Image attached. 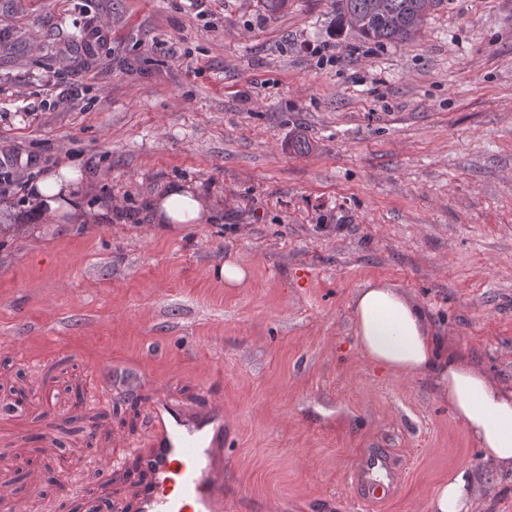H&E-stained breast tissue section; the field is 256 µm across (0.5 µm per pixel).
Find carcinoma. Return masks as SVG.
Instances as JSON below:
<instances>
[{
  "instance_id": "1",
  "label": "carcinoma",
  "mask_w": 512,
  "mask_h": 512,
  "mask_svg": "<svg viewBox=\"0 0 512 512\" xmlns=\"http://www.w3.org/2000/svg\"><path fill=\"white\" fill-rule=\"evenodd\" d=\"M442 0H334L336 21L375 43H408Z\"/></svg>"
}]
</instances>
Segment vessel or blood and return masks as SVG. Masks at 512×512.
I'll return each mask as SVG.
<instances>
[{
    "instance_id": "obj_1",
    "label": "vessel or blood",
    "mask_w": 512,
    "mask_h": 512,
    "mask_svg": "<svg viewBox=\"0 0 512 512\" xmlns=\"http://www.w3.org/2000/svg\"><path fill=\"white\" fill-rule=\"evenodd\" d=\"M149 414L150 446L138 455L146 478L138 485L130 512H224L222 405L187 411L159 398L150 404ZM385 466L384 457L375 453L360 459L358 478L372 498L386 494L372 478Z\"/></svg>"
}]
</instances>
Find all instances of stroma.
I'll list each match as a JSON object with an SVG mask.
<instances>
[{
  "instance_id": "35a3bbf8",
  "label": "stroma",
  "mask_w": 512,
  "mask_h": 512,
  "mask_svg": "<svg viewBox=\"0 0 512 512\" xmlns=\"http://www.w3.org/2000/svg\"><path fill=\"white\" fill-rule=\"evenodd\" d=\"M112 32L90 65L65 52ZM70 100L60 107V97ZM306 151H298V142ZM78 162L103 224H35L0 189V491L19 512H124L148 404L224 408V512H424L450 472L475 512L512 477L431 386L358 352L375 281L512 384V0H442L408 44L336 29L332 0H0V158ZM209 224L146 222L161 186ZM250 273L227 288L214 267ZM112 401H90L102 374ZM394 493L362 498L363 451Z\"/></svg>"
}]
</instances>
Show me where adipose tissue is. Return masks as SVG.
Instances as JSON below:
<instances>
[{
    "mask_svg": "<svg viewBox=\"0 0 512 512\" xmlns=\"http://www.w3.org/2000/svg\"><path fill=\"white\" fill-rule=\"evenodd\" d=\"M89 189L90 179L80 165L58 164L28 186L32 220L39 224L111 221L110 202L93 209L86 205ZM213 213L210 200L179 182L161 188L144 210L155 224H205ZM348 307L363 357L392 374L428 380L476 442L483 464L512 475V386L492 379L449 348L447 337L436 335L423 308L394 286L366 285L353 294ZM474 490L471 469H459L437 486L425 512H473Z\"/></svg>",
    "mask_w": 512,
    "mask_h": 512,
    "instance_id": "adipose-tissue-1",
    "label": "adipose tissue"
}]
</instances>
